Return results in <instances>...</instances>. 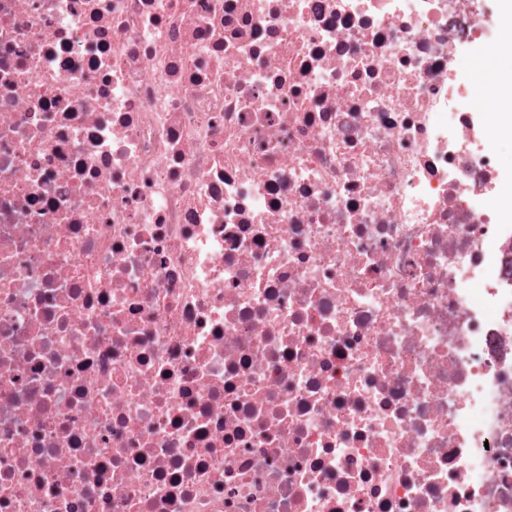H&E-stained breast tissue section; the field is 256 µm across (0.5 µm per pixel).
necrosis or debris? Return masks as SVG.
Masks as SVG:
<instances>
[{
	"label": "necrosis or debris",
	"mask_w": 512,
	"mask_h": 512,
	"mask_svg": "<svg viewBox=\"0 0 512 512\" xmlns=\"http://www.w3.org/2000/svg\"><path fill=\"white\" fill-rule=\"evenodd\" d=\"M486 0H0V512H512Z\"/></svg>",
	"instance_id": "1"
}]
</instances>
